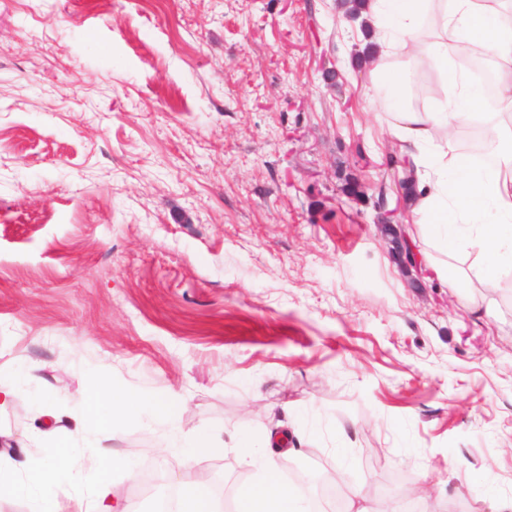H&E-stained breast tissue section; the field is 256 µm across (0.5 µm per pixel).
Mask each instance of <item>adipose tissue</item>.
<instances>
[{"label":"adipose tissue","mask_w":512,"mask_h":512,"mask_svg":"<svg viewBox=\"0 0 512 512\" xmlns=\"http://www.w3.org/2000/svg\"><path fill=\"white\" fill-rule=\"evenodd\" d=\"M507 0H364L362 15L372 24L378 63L371 90L383 96L394 121L391 130L403 156L414 165L412 194L414 223L427 225L442 261L434 273L452 287H496L504 272H512V22L499 20ZM420 45L444 76L443 100L425 111L409 103L413 73L408 64H391L399 45ZM489 52L498 67L494 99L478 98L470 74L455 64L464 46ZM482 120L497 137L496 161L476 169L467 157L444 160L439 142L448 141L457 127ZM185 406L153 400L122 388L95 389L85 407L54 413L55 428L34 434L53 448L75 441L101 447L116 438L124 424L160 419L168 426L161 453L185 456L210 448L213 431H183ZM288 436L269 432L239 437L235 447L257 471L255 480L235 503V512H312L308 497L282 480L284 445ZM30 449L17 448L0 459V495L21 486L37 490L34 512H55L51 493L74 478L70 467L55 457L30 469Z\"/></svg>","instance_id":"ef3b65f1"}]
</instances>
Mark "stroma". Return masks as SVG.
Returning a JSON list of instances; mask_svg holds the SVG:
<instances>
[{
  "label": "stroma",
  "instance_id": "1",
  "mask_svg": "<svg viewBox=\"0 0 512 512\" xmlns=\"http://www.w3.org/2000/svg\"><path fill=\"white\" fill-rule=\"evenodd\" d=\"M340 0H0V374L37 368L56 407L95 386L184 400L223 428L191 460L130 422L71 449L142 481L230 494L256 470L233 436L288 430L305 476L402 512H496L512 497V302L399 265L391 225L434 252L404 203L398 143ZM29 398L0 410L21 444Z\"/></svg>",
  "mask_w": 512,
  "mask_h": 512
}]
</instances>
